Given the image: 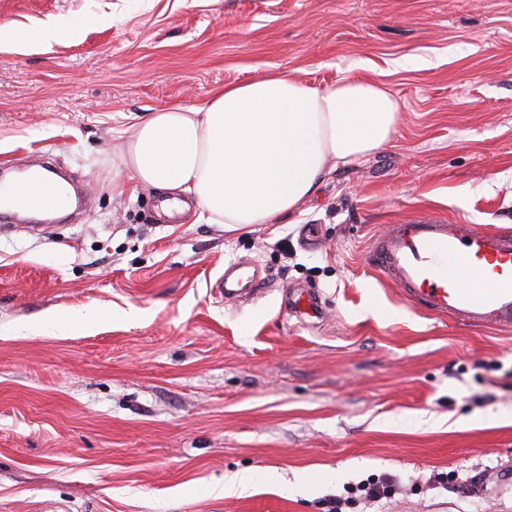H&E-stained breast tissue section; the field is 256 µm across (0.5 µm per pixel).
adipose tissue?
Wrapping results in <instances>:
<instances>
[{"label": "adipose tissue", "instance_id": "adipose-tissue-1", "mask_svg": "<svg viewBox=\"0 0 512 512\" xmlns=\"http://www.w3.org/2000/svg\"><path fill=\"white\" fill-rule=\"evenodd\" d=\"M399 110L376 79L275 73L150 113L129 128L122 159L139 184L192 196L207 223L272 224L337 164L384 147Z\"/></svg>", "mask_w": 512, "mask_h": 512}]
</instances>
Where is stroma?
<instances>
[{"label":"stroma","mask_w":512,"mask_h":512,"mask_svg":"<svg viewBox=\"0 0 512 512\" xmlns=\"http://www.w3.org/2000/svg\"><path fill=\"white\" fill-rule=\"evenodd\" d=\"M1 25L0 170L52 161L89 205L0 232V512H329L370 477L397 489L343 512H512V328L369 264L417 215L512 234V0H0ZM276 72L383 81L390 142L276 223L159 221L130 126ZM240 259L261 292L216 297Z\"/></svg>","instance_id":"35a3bbf8"}]
</instances>
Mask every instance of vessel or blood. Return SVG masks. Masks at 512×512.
<instances>
[{"label": "vessel or blood", "mask_w": 512, "mask_h": 512, "mask_svg": "<svg viewBox=\"0 0 512 512\" xmlns=\"http://www.w3.org/2000/svg\"><path fill=\"white\" fill-rule=\"evenodd\" d=\"M370 263L407 301L474 328L512 326V235L419 215L390 225ZM254 275H220L221 296L237 297Z\"/></svg>", "instance_id": "b4317fda"}]
</instances>
